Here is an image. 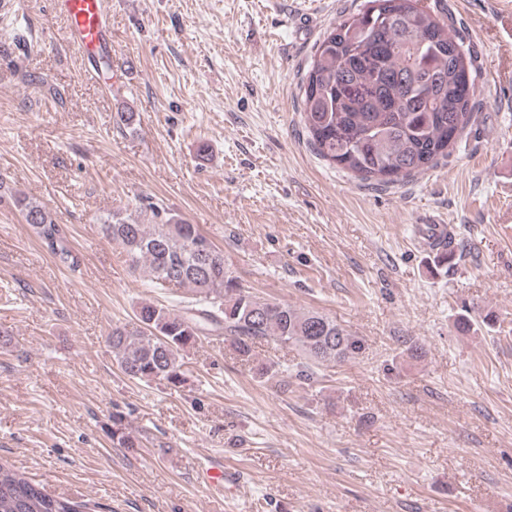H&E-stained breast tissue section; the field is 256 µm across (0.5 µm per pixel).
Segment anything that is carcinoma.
I'll list each match as a JSON object with an SVG mask.
<instances>
[{"instance_id": "carcinoma-1", "label": "carcinoma", "mask_w": 512, "mask_h": 512, "mask_svg": "<svg viewBox=\"0 0 512 512\" xmlns=\"http://www.w3.org/2000/svg\"><path fill=\"white\" fill-rule=\"evenodd\" d=\"M475 84L470 53L450 24L419 0H367L327 33L302 80L304 125L312 149L329 165L369 185H388L422 174L448 158L472 117ZM25 222L63 265L77 259L47 206L18 197ZM99 230L132 266H145L154 286L183 287L193 298L179 309L138 303L134 319L112 327L115 360L128 378L175 385L183 352L205 336H222L248 363L262 342L299 347L294 378L308 384L318 371L354 357L359 338L316 311L256 296L224 263V256L195 224L174 215L141 224L109 214ZM262 382L288 386L284 371L260 365ZM112 443L135 447L112 414ZM84 505L47 493L0 464V512H83Z\"/></svg>"}]
</instances>
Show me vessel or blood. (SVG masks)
<instances>
[{
    "mask_svg": "<svg viewBox=\"0 0 512 512\" xmlns=\"http://www.w3.org/2000/svg\"><path fill=\"white\" fill-rule=\"evenodd\" d=\"M51 4L64 18L69 40L82 57L89 59L110 50L104 0H51ZM423 236L428 248L436 252L455 245L454 231L445 224L428 225Z\"/></svg>",
    "mask_w": 512,
    "mask_h": 512,
    "instance_id": "obj_1",
    "label": "vessel or blood"
}]
</instances>
